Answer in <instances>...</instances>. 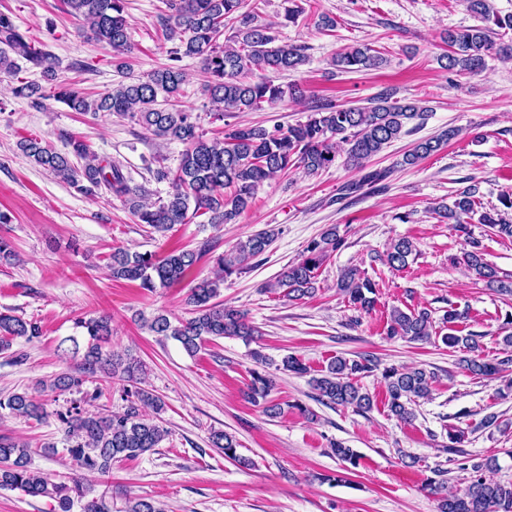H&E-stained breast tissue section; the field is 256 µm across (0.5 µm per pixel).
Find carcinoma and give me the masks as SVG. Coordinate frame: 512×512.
Masks as SVG:
<instances>
[{
    "mask_svg": "<svg viewBox=\"0 0 512 512\" xmlns=\"http://www.w3.org/2000/svg\"><path fill=\"white\" fill-rule=\"evenodd\" d=\"M167 13L161 17L165 39L174 47L169 52L170 64L156 69L142 79L120 82L112 89L92 98L68 86L59 88L53 98L71 110L93 118L115 115L144 127L154 138L179 142L185 146L176 170H158L156 178L167 180L171 191L154 203L144 202L149 190L132 184V178L121 166L89 152L76 139L69 141L70 151L61 153L43 144L38 138L18 142V149L35 165L60 178L77 194L94 196L102 188L123 199L139 223L155 233H165L177 224L207 214L209 223L232 224L243 213L258 188L264 182L296 167L308 175L329 168L337 158V143L346 145L344 164L363 173L361 179L343 187L353 193L365 185L383 180L387 171H366L367 163L387 145L399 139L404 127L415 119H424L428 109L416 102L401 103L388 95L371 100L368 107L340 106L331 102L311 110L304 122L294 125L240 124L228 127L223 138L207 139L199 132L193 110L173 107L171 103L182 94L189 75L178 62L185 57L200 59L207 75L203 91L213 108V118L224 120L228 112H257L282 102L285 98L299 99L303 90L296 84L286 87L274 83L272 74L297 72L307 62L302 48L293 43H278L271 27L257 23L255 10H244L246 0H165ZM469 10L480 24L452 30L444 37L448 52L438 58L442 68L461 76H475L486 68V58L503 61L512 59V45L493 39L495 29L512 30V15L499 16L489 0H467ZM66 11L75 19L89 24L92 37L112 49V58L120 70L127 68L125 57L132 53L129 24L125 16V0H64ZM41 70L44 77L55 76V57L35 46L14 19L0 13V74H14L20 63ZM387 63L380 50L369 44L346 47L332 59V65L346 73L377 68ZM13 93L42 106L45 94L36 82L22 81ZM461 134L450 128L441 134L419 141L404 153L401 166H416L431 154L441 150ZM477 185H469L454 196L452 203L440 202L431 207L437 217L467 231V224L478 216V223L492 230L493 235L512 239V196L500 199L502 208L476 213ZM273 226L249 235L232 249L217 256L214 278L205 279L187 297L192 317L172 324L163 313L143 320L144 326L157 336L177 341L184 351L195 355L204 341L224 336L248 339L255 329L247 314L231 305L215 302L224 277L246 267L262 255L278 236ZM344 239L336 227L325 230L309 242L305 256L287 265L267 288H281L291 300H301L315 292L317 272L330 255L341 249ZM413 242L407 238L393 241L387 252L391 268L401 269L415 254ZM202 253L181 249L155 260L150 253L117 249L112 253L109 269L116 280L137 281L149 292L181 281L187 270L201 259ZM460 260L469 273L486 283L490 290L512 296V280L498 276L485 259L476 240L469 241V250ZM337 288L347 302L359 312H369L375 304L370 297L375 285L354 268L343 270ZM86 336L85 346L71 338L74 350H83L77 374L63 372L43 380V390L55 394L71 393L84 382L99 376L123 381L121 399L125 402L117 412H89L74 401L66 411H57V420L64 425L65 450L76 468L106 474L112 464L155 451L168 435L161 424L160 414L165 402L143 386V365L136 358L115 356L105 349L112 337L111 319L90 317L76 322ZM431 311L420 309L406 313L392 310L386 335L410 342L427 341L432 336ZM40 336V327L8 312H0V351L12 347L18 338L28 340ZM442 340L469 356L459 360L461 368L474 376L496 377L512 365V356L489 360L482 356V346L473 334L450 333ZM379 367L376 358L363 356L349 359L333 358L324 373L310 380L319 399L337 406L368 412L374 406L373 397L363 391L359 379ZM386 388V406L390 414L408 421L415 417L413 404L430 396L435 373L423 367H386L382 371ZM273 390L270 375L257 370L244 392L251 403H263L270 417L281 413L280 404L269 399ZM6 409L16 418L40 420L47 415L45 408L28 393H14L0 399V410ZM211 444L224 452V457L240 464L246 459L237 455L239 442L224 431L211 435ZM338 460L353 467L359 465L357 451L341 442L331 443ZM498 468L494 457L459 463L467 472L461 490L448 488L446 471L433 470L426 489L437 499L438 512H512V480H494L486 473ZM0 489H18L31 497H49L58 504L57 512H72L80 505L81 512H112L103 495L79 480L72 484L55 483L41 471L31 468V448L21 438L0 436ZM125 512H161L155 501L148 498L128 500Z\"/></svg>",
    "mask_w": 512,
    "mask_h": 512,
    "instance_id": "cac0c4a2",
    "label": "carcinoma"
}]
</instances>
